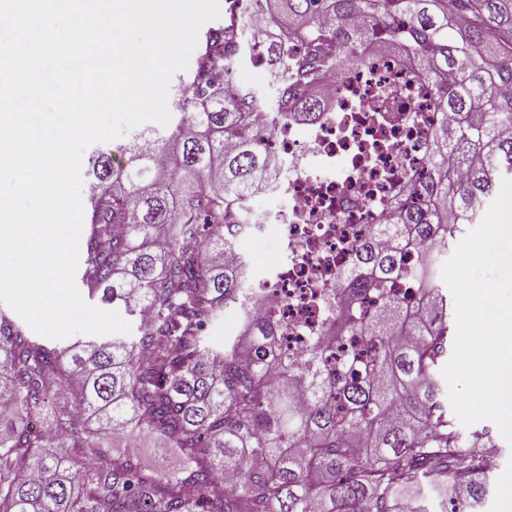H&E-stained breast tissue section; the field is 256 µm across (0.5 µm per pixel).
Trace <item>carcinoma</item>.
Returning a JSON list of instances; mask_svg holds the SVG:
<instances>
[{"instance_id":"1","label":"carcinoma","mask_w":512,"mask_h":512,"mask_svg":"<svg viewBox=\"0 0 512 512\" xmlns=\"http://www.w3.org/2000/svg\"><path fill=\"white\" fill-rule=\"evenodd\" d=\"M271 2L253 0L248 33L228 20L207 30L178 123L167 137L134 134L135 165L89 157L79 280L136 334L59 348L0 312V512H428L425 481L455 512L482 505L478 458L493 445L484 427L460 431L436 379L452 344L437 268L512 178V0H278L283 34ZM369 47L407 61L442 117L412 201L377 228L386 243L355 247L350 289L326 300L327 335L297 359L282 350L276 303L247 287L248 257L226 258L253 228L232 217L280 173L264 115L315 121L332 102L307 90ZM246 54L269 68L273 97L229 79ZM407 276L412 306L389 292ZM369 295L379 304L364 316ZM228 309L243 328L214 348L205 332ZM351 336L366 358L330 366ZM142 432L179 466L150 474L112 447Z\"/></svg>"}]
</instances>
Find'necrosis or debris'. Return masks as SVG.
Returning <instances> with one entry per match:
<instances>
[{
  "label": "necrosis or debris",
  "mask_w": 512,
  "mask_h": 512,
  "mask_svg": "<svg viewBox=\"0 0 512 512\" xmlns=\"http://www.w3.org/2000/svg\"><path fill=\"white\" fill-rule=\"evenodd\" d=\"M336 111L299 123L271 115V148L282 176L268 185L272 206L246 199L253 224L275 226L284 246L266 276L276 315L288 325L289 355L303 353L326 320L324 292L342 285L353 247L388 223L407 174L427 167L425 140L438 120L429 98L407 84L392 58L369 54L355 71H329Z\"/></svg>",
  "instance_id": "necrosis-or-debris-1"
}]
</instances>
